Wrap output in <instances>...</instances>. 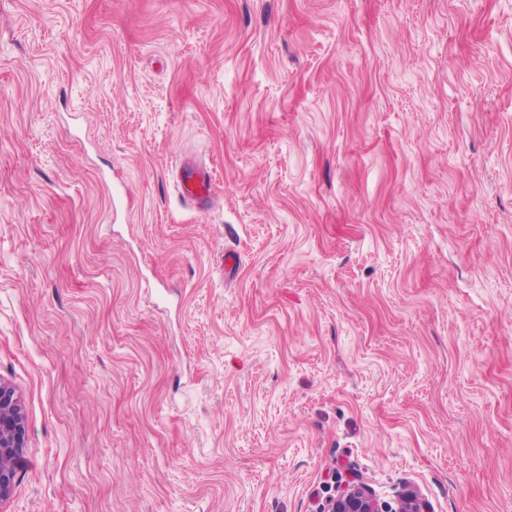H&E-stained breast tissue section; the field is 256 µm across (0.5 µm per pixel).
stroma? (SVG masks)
<instances>
[{"label": "stroma", "instance_id": "obj_1", "mask_svg": "<svg viewBox=\"0 0 512 512\" xmlns=\"http://www.w3.org/2000/svg\"><path fill=\"white\" fill-rule=\"evenodd\" d=\"M0 379V512H512V0H0ZM183 169V178L178 186L180 194L197 209H209L215 197L211 175L191 162H186ZM26 439L20 396L10 383L0 379V502L11 493ZM324 512H425L415 494L402 496L393 508L366 484L353 482L340 487L327 501Z\"/></svg>", "mask_w": 512, "mask_h": 512}]
</instances>
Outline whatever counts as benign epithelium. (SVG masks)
<instances>
[{
    "label": "benign epithelium",
    "instance_id": "benign-epithelium-1",
    "mask_svg": "<svg viewBox=\"0 0 512 512\" xmlns=\"http://www.w3.org/2000/svg\"><path fill=\"white\" fill-rule=\"evenodd\" d=\"M26 439L20 396L10 383L0 379V502L11 493ZM324 512H425V509L415 494L402 496L393 507L366 484L353 482L340 487L328 499Z\"/></svg>",
    "mask_w": 512,
    "mask_h": 512
}]
</instances>
